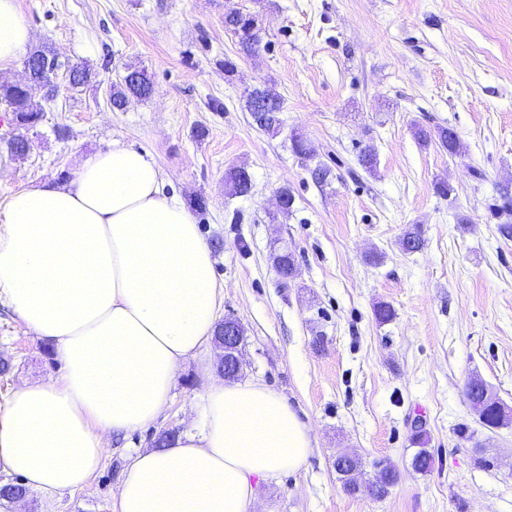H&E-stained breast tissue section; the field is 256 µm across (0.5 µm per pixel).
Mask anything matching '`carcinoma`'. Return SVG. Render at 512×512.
<instances>
[{
	"instance_id": "cac0c4a2",
	"label": "carcinoma",
	"mask_w": 512,
	"mask_h": 512,
	"mask_svg": "<svg viewBox=\"0 0 512 512\" xmlns=\"http://www.w3.org/2000/svg\"><path fill=\"white\" fill-rule=\"evenodd\" d=\"M224 26L231 30L238 38L239 50L245 55L255 52L259 43L256 16L251 13L236 12L224 16ZM24 67L35 72V78H27L24 82L0 85V104L5 106V111L14 114L16 121L24 126L33 128L44 117L46 108L43 102H51L59 93V85L54 81L57 72L62 65L56 59L53 52L45 49H37L31 52L23 61ZM70 73L69 87L79 88L92 81L93 73L84 66L72 65L68 67ZM43 88V100L35 99L31 93L32 86ZM152 92V83L142 70H131L122 82L113 87L111 95L112 108L121 110L127 103L129 96L146 97ZM270 90L255 89L248 100V110L251 112L255 123L263 130L269 132L277 129L279 112L282 111V103H269ZM417 138L423 143L433 139L438 141L441 148L448 151V155L460 156L461 142L456 132L450 127H439L431 133L424 129L417 130ZM225 188L230 196H246L252 189L250 174L243 168H233L225 176ZM400 244L404 250H419L423 245L418 227L407 230L401 238ZM484 382L478 378H471L464 391L465 398L478 416L480 422L487 428L497 429L512 422V413L484 402ZM413 443L420 446L412 459V467L419 473L430 471L433 466V456L425 449L428 438L424 430H415L412 434ZM335 469L343 488L350 494H366L372 498H383L390 492L397 481L396 472L381 463L374 464V475L363 482L361 490L351 487L349 476L350 466L341 460H335Z\"/></svg>"
}]
</instances>
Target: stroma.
Wrapping results in <instances>:
<instances>
[{
  "label": "stroma",
  "instance_id": "1",
  "mask_svg": "<svg viewBox=\"0 0 512 512\" xmlns=\"http://www.w3.org/2000/svg\"><path fill=\"white\" fill-rule=\"evenodd\" d=\"M33 33L60 60L85 64L94 84L60 93L22 130L0 106V203L21 186L73 178L78 164L119 142L148 151L165 191L193 211L224 284L220 317L245 329L241 380L280 394L311 429L300 470L260 480L256 512H512V426L489 429L469 408L471 377L512 408V236L489 206L512 198V0H19ZM258 17L260 41L241 54L224 26ZM236 64L226 73L225 59ZM146 69L145 99L113 110L111 86ZM267 87L283 110L277 134L246 109ZM453 128L449 156L419 144L414 126ZM313 149L300 160L292 132ZM26 134L18 159L5 142ZM373 147L377 164L359 162ZM245 168L248 195L224 189ZM452 192L441 196L439 183ZM289 188L290 210L276 195ZM419 226L421 250L400 238ZM295 257L282 280L274 259ZM394 315L378 322L377 305ZM0 403L21 380L58 376L52 350L0 305ZM209 384L186 362L159 418L112 438L83 489L29 491L25 512H113L131 456L165 431L181 433ZM434 466L416 472L413 425ZM468 428L480 448L460 439ZM388 461L399 473L381 499L344 491L337 453ZM496 456L482 468L479 453Z\"/></svg>",
  "mask_w": 512,
  "mask_h": 512
}]
</instances>
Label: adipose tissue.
<instances>
[{"label":"adipose tissue","mask_w":512,"mask_h":512,"mask_svg":"<svg viewBox=\"0 0 512 512\" xmlns=\"http://www.w3.org/2000/svg\"><path fill=\"white\" fill-rule=\"evenodd\" d=\"M32 41L18 0H0V72ZM151 155L120 143L66 184L0 206V302L53 346L62 373L0 404V469L26 487L83 489L112 436L153 423L182 365L201 362L224 289L192 211ZM198 424L132 458L114 512H254L253 481L299 470L309 427L276 392L213 379Z\"/></svg>","instance_id":"ef3b65f1"}]
</instances>
